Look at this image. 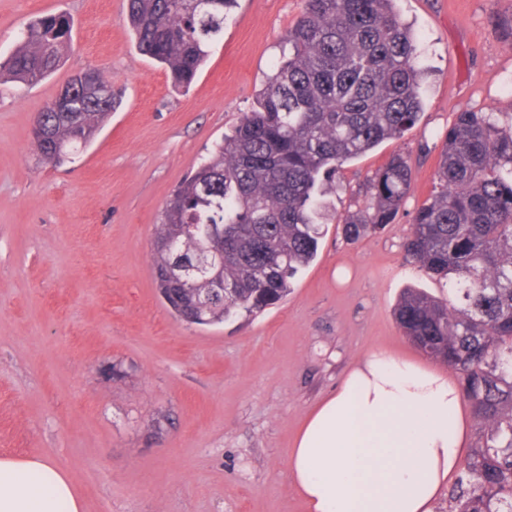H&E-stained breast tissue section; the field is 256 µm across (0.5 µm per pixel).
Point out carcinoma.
Returning <instances> with one entry per match:
<instances>
[{
	"label": "carcinoma",
	"mask_w": 512,
	"mask_h": 512,
	"mask_svg": "<svg viewBox=\"0 0 512 512\" xmlns=\"http://www.w3.org/2000/svg\"><path fill=\"white\" fill-rule=\"evenodd\" d=\"M395 0H303L282 57L232 134L173 191L155 225L152 272L172 313L217 325L281 301L316 256L342 166L420 120L417 47ZM237 0H128L138 51L189 86L208 46L224 35ZM64 14L39 16L0 62L25 84L48 77L72 38ZM95 91L74 112L32 129L41 160L58 165L85 147L117 105L111 82L91 69ZM413 181L409 157L391 155L367 180L369 204L341 215L348 242L395 222ZM224 225V252L209 253L210 226ZM409 262L448 282L450 299L409 288L394 309L405 336L456 371L484 427L448 489L447 512H512V123L493 112L457 114L444 136L430 197L404 243ZM206 255L224 293L205 277L177 275L182 258Z\"/></svg>",
	"instance_id": "obj_1"
}]
</instances>
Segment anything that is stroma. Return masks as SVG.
I'll use <instances>...</instances> for the list:
<instances>
[{
    "label": "stroma",
    "instance_id": "obj_1",
    "mask_svg": "<svg viewBox=\"0 0 512 512\" xmlns=\"http://www.w3.org/2000/svg\"><path fill=\"white\" fill-rule=\"evenodd\" d=\"M127 0H0V56L37 16L68 12L55 72L0 81V457L48 456L84 512H304L288 450L308 411L352 363L382 347L424 365L396 324L404 289L445 296L404 257L457 113L512 120V0H396L416 39L424 113L339 173L337 212L394 153L414 182L396 221L358 242L326 225L288 297L255 316L189 325L151 267L172 191L230 132L272 74L302 0H237L190 87L137 50ZM122 101L95 140L59 166L31 148L35 113L79 70Z\"/></svg>",
    "mask_w": 512,
    "mask_h": 512
}]
</instances>
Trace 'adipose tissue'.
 Masks as SVG:
<instances>
[{
  "label": "adipose tissue",
  "instance_id": "ef3b65f1",
  "mask_svg": "<svg viewBox=\"0 0 512 512\" xmlns=\"http://www.w3.org/2000/svg\"><path fill=\"white\" fill-rule=\"evenodd\" d=\"M472 413L448 371L384 348L306 416L287 466L305 512H434L467 455ZM0 512H83L48 457H0Z\"/></svg>",
  "mask_w": 512,
  "mask_h": 512
}]
</instances>
